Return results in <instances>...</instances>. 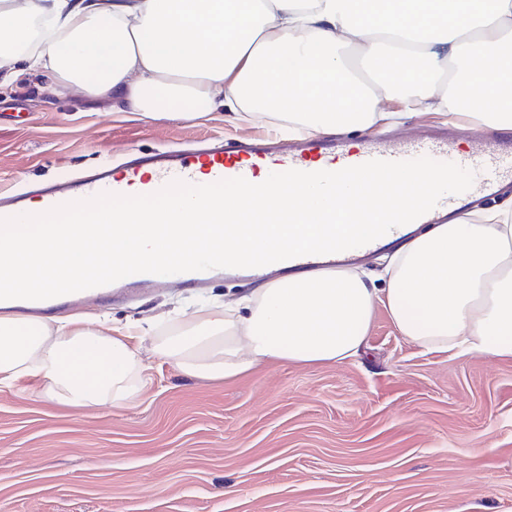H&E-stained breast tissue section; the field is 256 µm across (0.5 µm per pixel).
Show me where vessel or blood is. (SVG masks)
<instances>
[{
  "instance_id": "obj_1",
  "label": "vessel or blood",
  "mask_w": 512,
  "mask_h": 512,
  "mask_svg": "<svg viewBox=\"0 0 512 512\" xmlns=\"http://www.w3.org/2000/svg\"><path fill=\"white\" fill-rule=\"evenodd\" d=\"M419 156L473 170L475 180L471 192H490L503 179H512V144L504 147L480 135L464 150L445 135H428L400 144L376 139L355 147L340 139H304L277 146L249 139L202 149L136 153L119 165L106 162L86 174L48 183L29 196L0 194V227L46 224L53 217L104 204L112 205L115 215L121 216L129 212L131 195L135 192L154 200L177 196L212 202L226 188L253 187L260 172L338 171L375 158L405 160ZM469 194L444 196L434 209L421 216V223L442 224L449 216L465 212ZM360 254V249L353 248L295 257L284 260L283 265L287 268L336 266Z\"/></svg>"
}]
</instances>
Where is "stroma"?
<instances>
[{"label":"stroma","instance_id":"35a3bbf8","mask_svg":"<svg viewBox=\"0 0 512 512\" xmlns=\"http://www.w3.org/2000/svg\"><path fill=\"white\" fill-rule=\"evenodd\" d=\"M265 120H128L107 100L0 89V191L31 190L125 151L269 135ZM256 283L224 276L73 302L69 314L166 328ZM140 401L73 410L0 390V512H512V359L426 353L376 309L336 366L261 364L224 382L148 358Z\"/></svg>","mask_w":512,"mask_h":512}]
</instances>
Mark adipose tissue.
Returning <instances> with one entry per match:
<instances>
[{
	"mask_svg": "<svg viewBox=\"0 0 512 512\" xmlns=\"http://www.w3.org/2000/svg\"><path fill=\"white\" fill-rule=\"evenodd\" d=\"M0 80L47 74L55 86L115 100L142 119H194L227 111L280 120L314 136L389 124L431 110L470 128L512 129V0H0ZM431 175L355 180L368 212L412 203ZM207 204L164 201L169 220L95 213L81 226L41 224L0 247V278L16 291L53 294L78 275L105 277L129 260L177 266L201 246L228 262L330 233L343 239L344 197L273 191L265 179ZM287 222L253 226L272 210ZM384 308L404 339L428 352L512 358V210L486 208L410 228L381 280L355 270L273 278L225 308L137 345L143 330L75 315L0 316V388L41 383L66 408H122L146 389L147 356L184 376L222 382L262 363L341 365L364 347Z\"/></svg>",
	"mask_w": 512,
	"mask_h": 512,
	"instance_id": "obj_1",
	"label": "adipose tissue"
}]
</instances>
